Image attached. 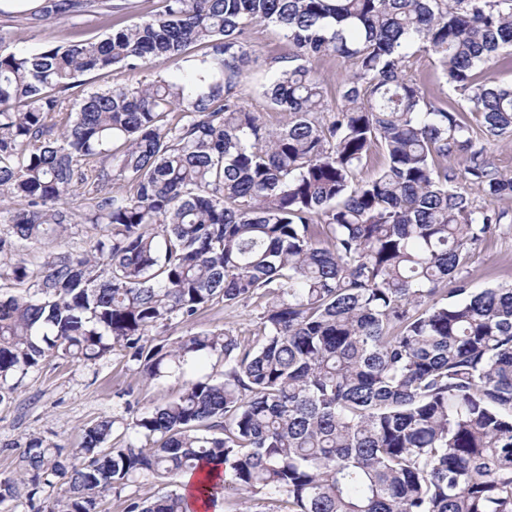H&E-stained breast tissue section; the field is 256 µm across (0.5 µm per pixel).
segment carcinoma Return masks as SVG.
<instances>
[{
  "instance_id": "cac0c4a2",
  "label": "carcinoma",
  "mask_w": 512,
  "mask_h": 512,
  "mask_svg": "<svg viewBox=\"0 0 512 512\" xmlns=\"http://www.w3.org/2000/svg\"><path fill=\"white\" fill-rule=\"evenodd\" d=\"M159 3L123 26L114 13L135 0L0 10L25 28L65 13L107 26L39 49L0 40V403L48 358L118 347L146 381L213 356L224 371L86 424L69 457L27 437L0 503L61 479L48 512H99L138 480L211 465L224 476L199 498L269 494L271 512H512V285L476 291L468 271L507 214L458 187L512 198L476 147L512 136V85L476 73L512 48V0ZM255 25L282 33L287 67L262 86L288 113L278 128L241 102ZM413 48L464 105L407 75ZM325 56L350 69L334 106ZM158 58L181 74L138 79ZM93 74L117 81L70 102ZM375 147L382 168L355 181ZM456 157L463 169L444 165ZM77 224L98 230L84 250L31 256ZM254 299L248 336L150 337ZM124 512L197 510L170 490Z\"/></svg>"
}]
</instances>
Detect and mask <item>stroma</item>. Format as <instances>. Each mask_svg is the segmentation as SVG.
Returning <instances> with one entry per match:
<instances>
[{
    "instance_id": "stroma-1",
    "label": "stroma",
    "mask_w": 512,
    "mask_h": 512,
    "mask_svg": "<svg viewBox=\"0 0 512 512\" xmlns=\"http://www.w3.org/2000/svg\"><path fill=\"white\" fill-rule=\"evenodd\" d=\"M100 33L94 22H80L63 15L34 29L0 26V37L19 48L57 45ZM250 41L260 59L242 80L243 103L252 111L264 113L269 124H283L288 120L287 114L269 110L258 94L260 86L273 73L270 61L279 51L281 33L271 26H257L250 33ZM407 71L435 95L447 99L449 106H460L458 93L445 83L440 68L428 56L412 53ZM471 279L472 288L477 290L512 284V235L498 232L490 235L487 245L478 249L472 259ZM260 312L261 306L255 300L233 306L218 303L201 313L191 325L172 324L164 337L172 340L189 330L224 328L246 336L255 330ZM195 376V371L189 369L143 381L135 364L120 350L88 365L61 358L46 360L18 384L9 401L0 403V479L14 474L13 442L41 435L61 446L64 452H71L82 442L84 425L104 415L123 413L126 391L134 392L140 409L144 410L177 394Z\"/></svg>"
}]
</instances>
